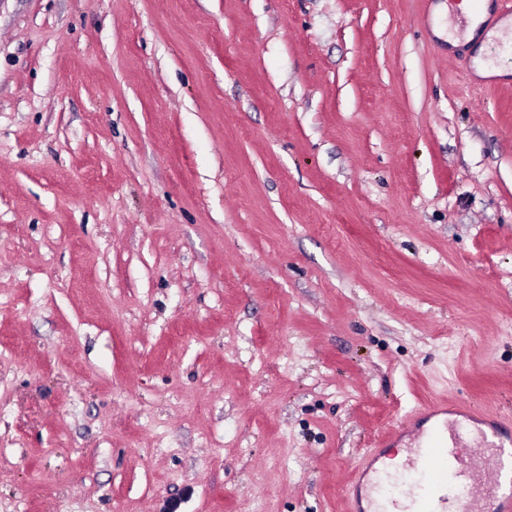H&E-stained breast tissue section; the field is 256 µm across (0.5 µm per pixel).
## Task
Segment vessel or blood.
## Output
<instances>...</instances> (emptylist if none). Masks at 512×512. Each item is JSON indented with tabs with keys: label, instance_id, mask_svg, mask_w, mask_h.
Returning a JSON list of instances; mask_svg holds the SVG:
<instances>
[{
	"label": "vessel or blood",
	"instance_id": "vessel-or-blood-1",
	"mask_svg": "<svg viewBox=\"0 0 512 512\" xmlns=\"http://www.w3.org/2000/svg\"><path fill=\"white\" fill-rule=\"evenodd\" d=\"M408 464L427 475L426 490L385 502L383 512H512V492L485 488V465L470 449L433 437L426 446L412 449ZM452 482L465 485L467 494L446 495Z\"/></svg>",
	"mask_w": 512,
	"mask_h": 512
}]
</instances>
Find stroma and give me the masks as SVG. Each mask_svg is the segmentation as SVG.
Segmentation results:
<instances>
[{
    "mask_svg": "<svg viewBox=\"0 0 512 512\" xmlns=\"http://www.w3.org/2000/svg\"><path fill=\"white\" fill-rule=\"evenodd\" d=\"M447 3L0 0V512H351L512 425V15L482 77Z\"/></svg>",
    "mask_w": 512,
    "mask_h": 512,
    "instance_id": "1",
    "label": "stroma"
}]
</instances>
